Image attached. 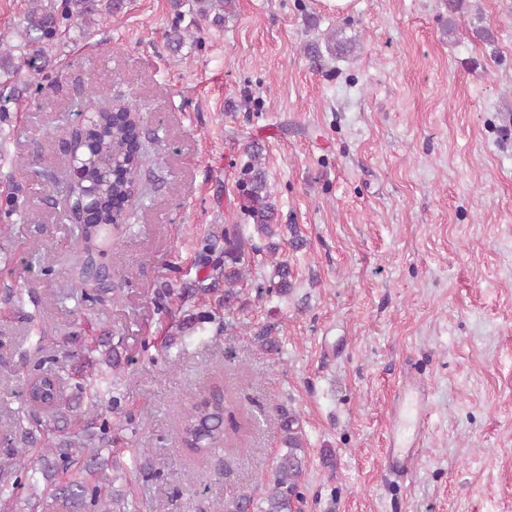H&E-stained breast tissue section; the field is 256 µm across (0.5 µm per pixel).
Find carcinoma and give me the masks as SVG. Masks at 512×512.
<instances>
[{
	"instance_id": "cac0c4a2",
	"label": "carcinoma",
	"mask_w": 512,
	"mask_h": 512,
	"mask_svg": "<svg viewBox=\"0 0 512 512\" xmlns=\"http://www.w3.org/2000/svg\"><path fill=\"white\" fill-rule=\"evenodd\" d=\"M100 0H29L25 26L21 30V54L8 35L0 33V71L11 75L12 90L21 81L23 67L45 68L62 35L76 28L82 32L95 23ZM237 0H195L196 13L215 24L235 12ZM448 31L458 28V21L468 13L467 0H446ZM326 51L338 57L350 52L342 31L331 34ZM144 115L139 105L120 99L95 110V125L75 130L72 146L84 161L83 179L67 189L70 210L78 224L83 242L82 255L74 258L79 269L80 297L93 304L112 290L110 271L99 265L97 256L114 243L116 233L128 225L130 200L138 189V177L148 156L144 152L142 126ZM248 161L241 169V208L254 221L257 234L269 239L267 253L275 259L274 280L258 287V297L285 294L290 288L288 264L276 260L278 245L270 242L279 225L274 223L275 205L270 201L267 177L261 162L262 148H246ZM246 225H224V307L240 299L238 286L247 280L251 254L257 251L252 237L245 235ZM104 363L112 377L99 371L81 376L76 384L80 393L91 399V407L101 418L100 432L84 429V439L66 440L55 448H41L35 460L29 449L13 448L0 459V500L8 501L19 490L28 492L31 507L59 509L61 512H127L125 496L113 491L108 469H117V461L101 457L95 441H104L109 421L102 418L105 402L117 410L121 361L108 342H97ZM27 408L47 414L57 431L67 429L77 418L79 405L63 397L61 378L48 370L32 375L26 383ZM236 404L228 391L212 386L183 410L179 435L182 445L199 458H206L216 447L235 448L237 441L254 426L255 419L236 417ZM297 419L288 417L282 426V444L286 451L275 462L273 474L261 481V497L240 495L224 501V512H295L300 500L299 479L305 467V448ZM44 486H39L37 475Z\"/></svg>"
}]
</instances>
